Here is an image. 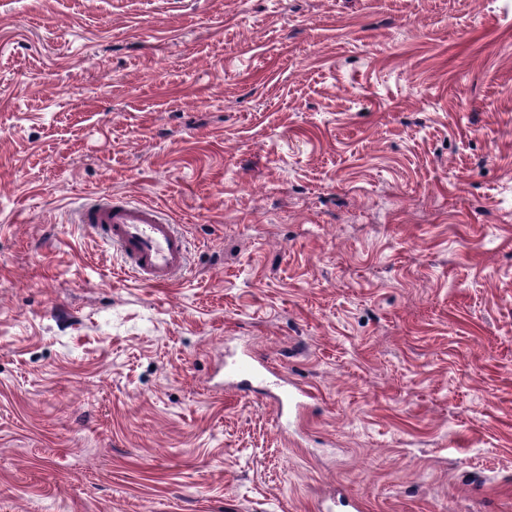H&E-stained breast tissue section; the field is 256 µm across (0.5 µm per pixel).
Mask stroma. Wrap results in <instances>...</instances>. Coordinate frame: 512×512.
I'll return each mask as SVG.
<instances>
[{"label":"stroma","instance_id":"35a3bbf8","mask_svg":"<svg viewBox=\"0 0 512 512\" xmlns=\"http://www.w3.org/2000/svg\"><path fill=\"white\" fill-rule=\"evenodd\" d=\"M356 500L512 512V0H0V512ZM76 222L116 248L138 281L165 286L187 264L184 236L153 207L102 197L82 206ZM251 361H232L230 364H226V374L229 378H236L242 373H247L253 379L262 378L265 376V372H269L268 366L264 361L250 356Z\"/></svg>","mask_w":512,"mask_h":512}]
</instances>
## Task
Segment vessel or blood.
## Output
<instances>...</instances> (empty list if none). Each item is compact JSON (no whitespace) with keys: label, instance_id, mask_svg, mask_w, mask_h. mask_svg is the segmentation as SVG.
<instances>
[{"label":"vessel or blood","instance_id":"1","mask_svg":"<svg viewBox=\"0 0 512 512\" xmlns=\"http://www.w3.org/2000/svg\"><path fill=\"white\" fill-rule=\"evenodd\" d=\"M77 223L112 245L126 269L138 281L164 286L187 264V243L175 224L153 207L109 197L85 204L76 214ZM268 367L254 358L231 362L228 377L246 373L264 377Z\"/></svg>","mask_w":512,"mask_h":512}]
</instances>
